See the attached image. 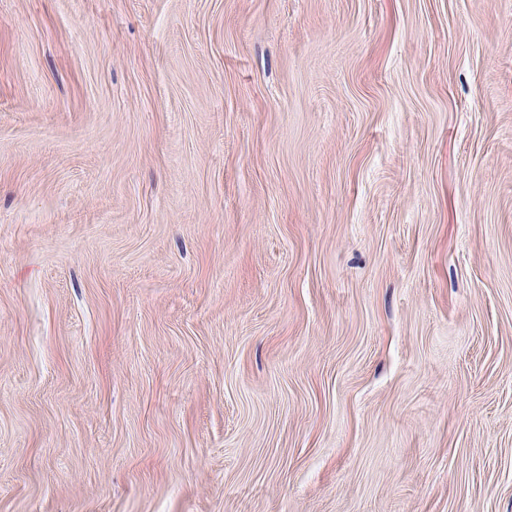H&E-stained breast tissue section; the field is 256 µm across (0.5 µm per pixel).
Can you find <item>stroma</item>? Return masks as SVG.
Segmentation results:
<instances>
[{
	"label": "stroma",
	"mask_w": 512,
	"mask_h": 512,
	"mask_svg": "<svg viewBox=\"0 0 512 512\" xmlns=\"http://www.w3.org/2000/svg\"><path fill=\"white\" fill-rule=\"evenodd\" d=\"M0 512H512V0H0Z\"/></svg>",
	"instance_id": "1"
}]
</instances>
